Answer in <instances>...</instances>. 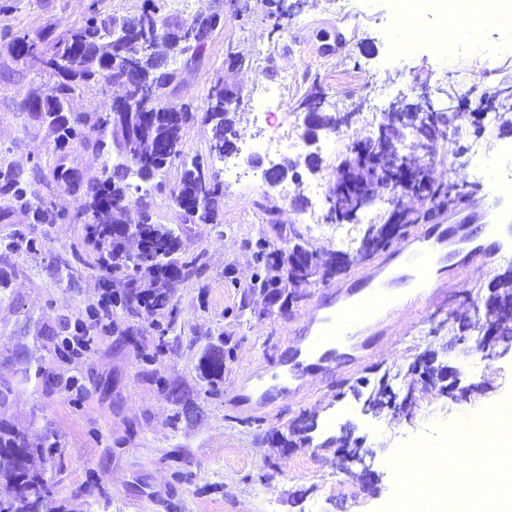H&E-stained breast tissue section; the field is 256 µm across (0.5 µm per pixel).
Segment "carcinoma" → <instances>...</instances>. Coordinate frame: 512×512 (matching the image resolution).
I'll list each match as a JSON object with an SVG mask.
<instances>
[{"instance_id": "obj_1", "label": "carcinoma", "mask_w": 512, "mask_h": 512, "mask_svg": "<svg viewBox=\"0 0 512 512\" xmlns=\"http://www.w3.org/2000/svg\"><path fill=\"white\" fill-rule=\"evenodd\" d=\"M115 16L110 12H95L55 37L46 34L33 40L27 34H17L11 41V52L17 59H31L53 79L46 89L35 88L25 98L26 107H36L32 113L39 128L53 137L56 156L50 174L41 165L31 168L29 176L10 169H0V221L10 220L16 213L26 216L24 227L14 230L8 248L27 256L45 251L46 234H37V226L53 225L65 219L64 214L53 211L45 198L28 195L32 181H49L61 188L64 173L61 169L69 158L70 148L80 147L102 159L97 175L83 178L79 186L83 207L72 216L74 224L83 225L85 252L75 249L67 266L84 263L83 254L96 256L98 281L105 296L100 308L90 315L89 323L109 326L110 307L121 306L127 315L139 318L143 314L163 315L166 324H156L161 351L166 346L162 337L176 325V298L179 288L203 274V254L194 253L182 241L183 225L214 221L217 205L213 199L224 196V182L215 162L224 159L214 148H228L236 137V117L242 99L234 91L226 96L224 80L214 83L206 94V108L198 114L184 104V118L173 119L168 102L170 88L178 70L179 44L185 24L168 12V0H145L141 12L126 18L129 35L125 39L126 51L141 62L143 78L154 82L157 94L137 98L135 111L115 109L105 101L90 112H77L69 119L61 115L75 97V93L90 84L102 82L101 74L112 64V33ZM154 25L168 29V40L152 52L144 49V30ZM404 100L393 102L391 118L386 126L382 145L381 164L387 177L406 179L401 187L404 192L423 198L435 199L443 204L457 202L463 193L453 183H437L428 170L419 164L423 156L436 153L439 130L431 126L423 136L398 147L396 114L402 111ZM201 116L203 124L210 127L207 152L192 157L179 151L171 158L156 153L158 144L181 143L182 132L188 122ZM370 143L357 144L354 156L345 160L338 171L342 180L336 185L333 209L341 214L354 206L360 194L373 190L380 180L373 167L360 166V154L368 152ZM178 165L180 178L177 185L179 197L188 204L195 202L200 193L210 200L200 210L186 206L177 210L178 223L159 224L143 205L137 220H132L126 201L128 188L139 189L144 200L164 190L163 182L156 176L168 167ZM430 219V212L423 214L402 211L395 223L397 231L408 229ZM364 234L371 237L374 249L371 254L358 253L336 263V254L326 258L315 256V264L303 265L294 261V251L306 249L297 242L292 250L277 248L265 239H258L253 246L255 278L252 289L259 291L271 302L288 304V299L300 297L299 289L313 275L328 279L340 274L350 262H360L375 257L388 249L390 234L380 224H369ZM151 250L153 262L134 265L131 258ZM493 291L502 300L512 303V272L500 274L490 282ZM484 321L477 315L459 312L448 316V345L461 344L470 330L480 328ZM499 348L512 349V319L497 325L496 335L486 343V353ZM233 355L231 341L224 336L218 343L209 345L198 365V378L206 383L209 392L218 391L224 378V358ZM392 399L384 384L375 382L368 395L371 406L378 410ZM61 454L59 440L51 431L32 436L29 429L9 421L0 420V512H63L52 498L47 471L57 455Z\"/></svg>"}]
</instances>
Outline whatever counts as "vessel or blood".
Instances as JSON below:
<instances>
[{
  "mask_svg": "<svg viewBox=\"0 0 512 512\" xmlns=\"http://www.w3.org/2000/svg\"><path fill=\"white\" fill-rule=\"evenodd\" d=\"M500 197L490 192L485 207L464 202L450 208L448 223L421 228L359 275L329 286L275 379L256 374L243 381L244 401H267L277 382L297 394L308 376L329 375L343 364L359 368L378 340L396 333L403 316L425 302L445 305L448 268L487 273L511 264L512 223L491 219Z\"/></svg>",
  "mask_w": 512,
  "mask_h": 512,
  "instance_id": "b4317fda",
  "label": "vessel or blood"
}]
</instances>
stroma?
Here are the masks:
<instances>
[{"instance_id":"obj_1","label":"stroma","mask_w":512,"mask_h":512,"mask_svg":"<svg viewBox=\"0 0 512 512\" xmlns=\"http://www.w3.org/2000/svg\"><path fill=\"white\" fill-rule=\"evenodd\" d=\"M92 2L0 0L1 167L29 172L34 163L51 162L54 147L52 138L18 109L31 88L49 87L51 79L40 73L38 64L13 58L12 34L24 31L34 38L48 30L62 32L80 22ZM301 2L296 18L277 32L271 29L264 0H233L229 5L224 0H185L172 9L183 20L201 11L224 12L223 29L214 33L201 62L184 73L179 97L201 108L216 79L239 88L238 145L267 135L252 99L257 88L276 83L284 73L290 82L282 90L278 118L296 132L304 131L306 117L298 101L315 82L323 88L325 111L354 109L358 115L340 135L324 133L318 144L303 147V154L318 153L319 166L312 172L299 165L285 199L269 185L237 178L241 155L225 159L217 220L185 225L182 234L191 251L204 253L206 270L180 288L178 321L155 363L145 365L137 357L139 349L153 350L158 340L152 318L131 321L118 307L112 310L113 319L133 323L135 337L98 335L80 359L60 356L61 318L86 319L102 296L89 269L69 271L58 262L79 241L82 227L53 225L48 250L22 257L7 247L11 225L0 223V281L5 284L0 290V381L15 386L8 403L0 406V419L24 425L33 418L38 427L58 434L63 452L52 493L67 512H379L393 495L389 460L400 445L428 427L443 429L464 406H492L512 397V353L484 358L448 345L443 321L482 305L488 293L490 275L467 273L452 280L445 309L419 313L400 338L383 340L375 363L394 371L432 354L437 364L452 367L460 385L484 386L483 394L454 404L441 383L412 386L400 378L393 387L411 394L409 413L385 410L365 416L353 395L335 398L338 383L352 386L357 381L347 373L331 382L310 378L301 395L284 392L262 407L241 406L237 393L244 377L273 371L287 361L325 286L320 278L310 279L291 308L269 310L263 296L249 291L255 275L251 243L263 238L285 248L298 237L317 253L352 256L366 224L387 221L391 196H398L406 211L426 207L416 195H398L381 186L357 223H326L313 231L299 221L309 209L326 213L336 190V166L356 141L366 138L378 89L409 99L425 86L437 99L445 88H512V52L499 54L494 74H483L480 67L482 54L497 52L496 32H483L479 46L459 48L443 58L427 46L397 56L390 48L395 35L388 21L394 0H359L349 17L338 0ZM261 47L269 58L258 56ZM230 53L241 58L240 67L225 66ZM442 131L436 154L426 160L433 179L459 185L471 201L483 205L488 177L476 172L470 148L478 146L487 164L508 161L512 125L464 111ZM314 180L321 187L316 199L308 194ZM223 334L230 336L234 354L224 362L219 393L211 395L197 376V365L210 341ZM20 355L38 360L53 377L83 378L88 388L84 400L72 403L60 386L40 379L19 383L14 360ZM162 381L178 384L183 401L196 407L192 422H174L179 405L159 391ZM300 420L316 422L313 446L281 445L289 423ZM330 436L363 439L372 470L369 481L352 477L336 448L322 447Z\"/></svg>"}]
</instances>
